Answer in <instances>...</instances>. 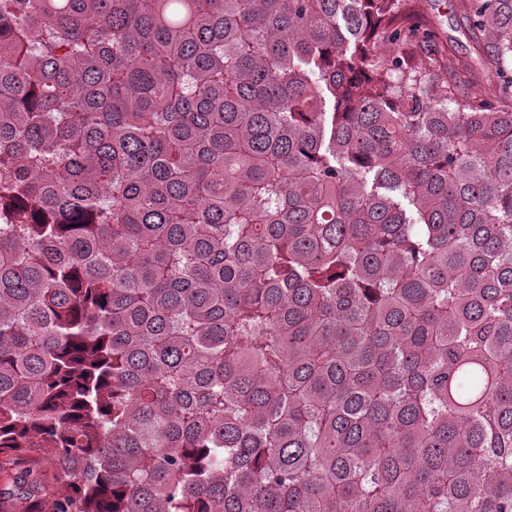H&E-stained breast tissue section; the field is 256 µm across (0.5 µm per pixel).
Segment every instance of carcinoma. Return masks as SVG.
<instances>
[{"label": "carcinoma", "mask_w": 512, "mask_h": 512, "mask_svg": "<svg viewBox=\"0 0 512 512\" xmlns=\"http://www.w3.org/2000/svg\"><path fill=\"white\" fill-rule=\"evenodd\" d=\"M416 2L0 0V455L53 512H512V0L474 57ZM51 449L40 448L23 456L0 455V512H24L28 503H23L21 491L15 487L14 477L28 472L38 478L43 486V497L47 511L56 496L61 483L59 471L51 461ZM18 509H21L18 511Z\"/></svg>", "instance_id": "cac0c4a2"}]
</instances>
